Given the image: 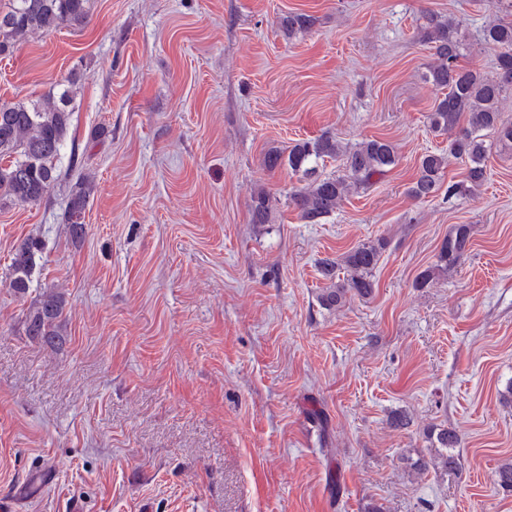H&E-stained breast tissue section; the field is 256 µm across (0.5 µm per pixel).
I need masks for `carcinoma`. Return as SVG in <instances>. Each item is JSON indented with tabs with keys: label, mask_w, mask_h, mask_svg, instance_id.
Wrapping results in <instances>:
<instances>
[{
	"label": "carcinoma",
	"mask_w": 512,
	"mask_h": 512,
	"mask_svg": "<svg viewBox=\"0 0 512 512\" xmlns=\"http://www.w3.org/2000/svg\"><path fill=\"white\" fill-rule=\"evenodd\" d=\"M89 0H11L6 12L0 11V55L16 42L29 36L44 34L64 26L78 24L87 18ZM314 19L306 13H290L281 25L288 34L306 31ZM424 39L433 45L436 62L430 66L427 79L446 90L435 105L431 124L442 130L459 128L448 144V154L426 153L419 159L410 194L417 200L436 196L441 187L448 157L465 165L463 179L448 183V198L457 197L480 187L487 180L488 147L478 132H497L499 140L512 144V123L501 119L503 93L512 91V21H503L482 31V42L497 52L495 74L487 76L458 64L463 46L459 23L430 14L423 27ZM72 91L48 94L31 102L0 104V206L6 204H39L50 197L60 182L58 162L72 121ZM343 159V170L337 175L318 176L319 162L330 158ZM397 162L395 146L388 140L372 138L347 147L335 135L326 132L314 139L299 140L288 151L277 147L265 153L266 167L274 171L282 167L311 177L309 183L289 195L290 202L308 224H319L335 213L354 191L371 184L389 172ZM94 184L85 175L71 189L64 222L71 237L82 238L84 210ZM274 213V202L263 188L253 191L251 220L268 224ZM471 246V226L455 225L443 241L438 264L422 271L416 284L424 287L437 277L454 269ZM387 241L379 238L362 243L341 259L320 261L321 275L330 285L323 290L320 301L328 307H340L348 294L360 297L372 294L376 269ZM36 242L23 241L15 250L9 287L17 294L29 288L34 269ZM344 271L339 276L338 271ZM64 306L59 292L42 296L26 318V333L46 344L62 343L58 327ZM433 447L441 449L433 466L445 472L461 468L460 457L453 452L460 438L451 428L430 431Z\"/></svg>",
	"instance_id": "cac0c4a2"
}]
</instances>
